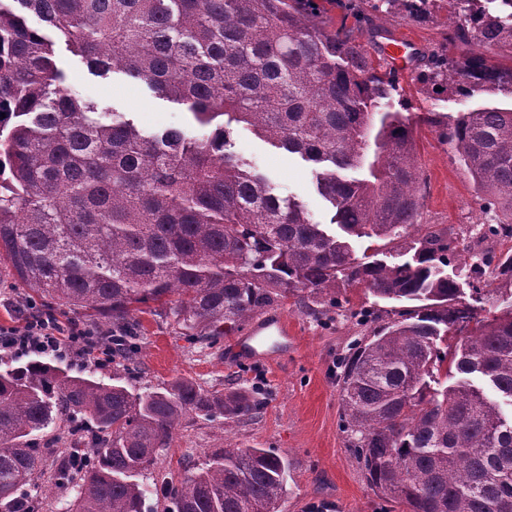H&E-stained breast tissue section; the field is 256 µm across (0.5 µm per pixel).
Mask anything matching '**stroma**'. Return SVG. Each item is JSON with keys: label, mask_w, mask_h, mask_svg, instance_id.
<instances>
[{"label": "stroma", "mask_w": 512, "mask_h": 512, "mask_svg": "<svg viewBox=\"0 0 512 512\" xmlns=\"http://www.w3.org/2000/svg\"><path fill=\"white\" fill-rule=\"evenodd\" d=\"M377 27L411 38L419 52L411 71L394 72L396 89L386 109L401 113L413 130L424 181L420 224L449 238L464 239L485 216L471 177L440 137L441 125L483 105H511L512 98L501 94L466 98L428 91L421 75L427 56L445 49L446 11L423 21L395 13L361 25L366 33ZM53 50L54 61L64 74V88L94 103L98 112L122 113L147 133L164 128L194 130L193 118L184 106L156 96L144 83L119 72L93 75L62 39H54ZM436 116L441 119L437 125L432 122ZM227 149L262 173L275 194L295 199L314 223L340 235L333 222L334 208L316 191L315 165L273 147L244 124L235 127ZM343 296L345 302L339 308L319 303L306 292L276 303V310L294 325L297 349L274 368L229 365L223 346L190 344L180 336L167 306L154 303L136 313L141 323L137 370L123 378L129 390L142 393L185 379L210 391L241 388L265 403L260 414L241 420L187 414L169 447L146 472L145 483L180 478L220 448H264L288 461L283 512H308L313 504L325 506L328 512H400L370 489L338 428L340 363L355 340L369 336L392 318L396 304L355 287L347 288Z\"/></svg>", "instance_id": "35a3bbf8"}]
</instances>
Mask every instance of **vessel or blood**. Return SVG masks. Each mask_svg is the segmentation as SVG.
Here are the masks:
<instances>
[{
    "label": "vessel or blood",
    "instance_id": "vessel-or-blood-1",
    "mask_svg": "<svg viewBox=\"0 0 512 512\" xmlns=\"http://www.w3.org/2000/svg\"><path fill=\"white\" fill-rule=\"evenodd\" d=\"M382 50L392 65L408 67L416 50L406 38L391 37L383 42ZM295 331L287 318L280 313H267L256 318L248 334L235 337L230 348L241 361L272 365L287 358L293 351Z\"/></svg>",
    "mask_w": 512,
    "mask_h": 512
}]
</instances>
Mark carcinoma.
<instances>
[{
	"mask_svg": "<svg viewBox=\"0 0 512 512\" xmlns=\"http://www.w3.org/2000/svg\"><path fill=\"white\" fill-rule=\"evenodd\" d=\"M447 7L457 57L432 58L428 86L464 97L512 96V65L477 48L512 49V26L480 0H357L355 22ZM315 0H0V261L14 285L60 309L112 316L130 344L134 312L166 304L200 345L298 292L339 307L361 286L399 302L395 318L355 343L339 377V428L370 488L405 512H512V420L468 380L512 399V303L479 317L445 268L465 248L410 234L422 207L413 130L384 111L393 84L375 73L357 27L314 22ZM37 15L91 72L124 73L185 106L208 129L145 134L67 94ZM246 124L272 146L328 166L317 189L346 235L407 245L411 258L359 261L347 239L225 151ZM442 138L478 189L493 236L512 227V107L445 123ZM361 170L348 179L344 170ZM455 382L441 384L438 376ZM263 401L185 380L134 394L113 375L73 377L37 360L0 369V512H38L33 480L61 419L73 444L54 484L71 512H143L140 482L189 413L242 419ZM288 462L264 448H224L166 482L172 512H280Z\"/></svg>",
	"mask_w": 512,
	"mask_h": 512,
	"instance_id": "obj_1",
	"label": "carcinoma"
}]
</instances>
